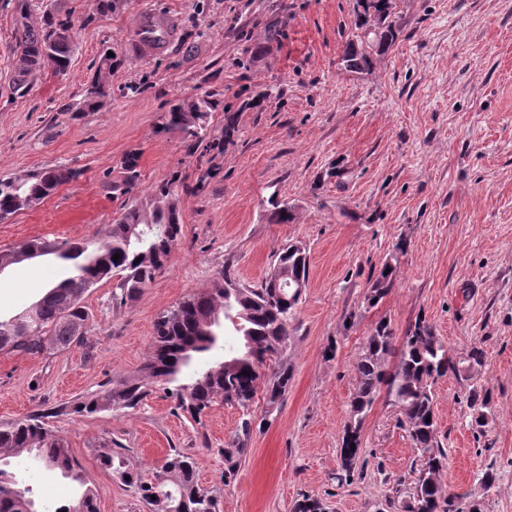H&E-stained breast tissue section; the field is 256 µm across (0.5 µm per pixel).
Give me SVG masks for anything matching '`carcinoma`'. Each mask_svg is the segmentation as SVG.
Instances as JSON below:
<instances>
[{
	"mask_svg": "<svg viewBox=\"0 0 512 512\" xmlns=\"http://www.w3.org/2000/svg\"><path fill=\"white\" fill-rule=\"evenodd\" d=\"M380 13V35H366L346 44L343 69L362 73L374 59L396 41L393 20L395 0H376ZM24 22L17 27L19 55L13 80L15 90L28 91L33 77L45 68L61 75L67 72L74 47V25L70 14L62 15L51 0H17ZM68 31L64 39L58 31ZM121 64L118 57L100 55L94 75L84 87L82 99L70 108L74 115L100 111L112 97V71ZM221 101L210 94L186 97L173 104L163 117L160 130L180 135L191 149L203 141L212 112ZM139 156L128 154L122 165L123 183L112 189L126 195L140 173ZM80 171L58 164L25 177L0 178V222L16 212L42 203L61 186L77 179ZM175 181L156 186L141 201L122 206L115 223L107 224L101 236L84 241L32 239L17 247L0 250V270L35 257L53 255L64 262L71 275L61 280L37 302L16 315L0 318V351L41 355L49 350L65 351L86 344L89 315L84 295L103 280L112 281L110 302L122 307L135 300L169 261L182 235V215L174 191ZM271 219L286 224L292 209L276 197L268 200ZM119 255L113 261V255ZM309 260L306 249L296 244L283 248L270 272L258 286L240 284L231 267H224L216 288L189 295L155 323L152 351L142 375L111 385L99 393L79 399L53 411H36L23 419L0 421V462L27 454L58 470L78 484L76 494L54 512H98V489L88 484L80 464L66 440L57 435L46 419L52 415L86 417L105 411L135 409L149 395L153 383L172 386L177 408L198 425L212 404L220 399L241 411L240 424L224 449V484H230L238 459L246 451L252 431L251 406L263 391L271 408L281 404L291 386L293 371L281 360L291 336L295 309L306 286ZM395 268L387 264L373 283L368 300H381L393 287ZM238 336L236 349L223 355L221 336ZM206 361L203 368L191 366L193 358ZM395 359L393 370L387 359ZM465 361L454 358L430 325L418 319L402 338L389 322L380 320L367 337L357 363V385L343 427L340 471L344 480L355 473L362 448V427L366 414L381 390L402 409L413 448L423 458L414 478L418 497L403 500L405 512H462L455 498L439 493L436 474L444 454L436 439L433 386L448 374L461 375ZM471 424L482 428L491 408V394L484 389L470 391ZM99 462L112 470L123 484L148 505L150 512H219L216 491L197 481V462L191 455L172 449L156 468L154 480L126 465L124 448L112 447V439L99 445ZM0 512H39L31 489L21 486L15 476L0 467Z\"/></svg>",
	"mask_w": 512,
	"mask_h": 512,
	"instance_id": "carcinoma-1",
	"label": "carcinoma"
}]
</instances>
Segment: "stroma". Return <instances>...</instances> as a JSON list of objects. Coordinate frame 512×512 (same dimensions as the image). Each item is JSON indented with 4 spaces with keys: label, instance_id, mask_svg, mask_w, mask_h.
Listing matches in <instances>:
<instances>
[{
    "label": "stroma",
    "instance_id": "stroma-1",
    "mask_svg": "<svg viewBox=\"0 0 512 512\" xmlns=\"http://www.w3.org/2000/svg\"><path fill=\"white\" fill-rule=\"evenodd\" d=\"M75 22L66 74L42 70L27 94L13 90L15 0H0V177L57 164L79 169L36 207L0 223V248L28 240L89 239L117 218L127 198L144 199L177 179L183 236L169 262L134 302L109 308L107 282L86 294L87 344L31 356L0 352V421L25 417L140 376L157 317L183 296L214 288L231 267L256 285L288 243L305 246L309 277L284 357L293 381L277 411L263 396L248 450L232 484L224 448L238 408L216 404L203 426L189 422L162 386L129 412L60 416L50 424L100 491L99 512H146L96 457L106 437L127 448L131 468L152 474L169 449L198 463L201 486L220 490V512H293L302 496L329 512H401L397 479L421 460L404 418L386 395L364 419L352 482L338 481L340 437L355 387V366L376 323L404 336L429 323L457 355L485 352L478 379L492 394L483 432L471 426L470 382L448 375L434 387L443 493L479 500L482 512H512V0H396L394 45L370 71L340 62L356 39L354 0H121L99 15L89 0H56ZM170 18L161 53L135 52L136 21ZM267 43L255 60V44ZM122 65L112 98L75 117L104 47ZM220 92L206 137L189 150L159 132L178 99ZM237 130L224 136V115ZM140 156L130 197L115 195L129 153ZM277 196L295 213L271 221ZM406 251H396L398 242ZM393 288L367 295L385 264ZM54 257L0 271V316H11L69 276ZM8 469L43 506L70 499L75 485L21 458ZM496 475L491 487L479 481Z\"/></svg>",
    "mask_w": 512,
    "mask_h": 512
}]
</instances>
